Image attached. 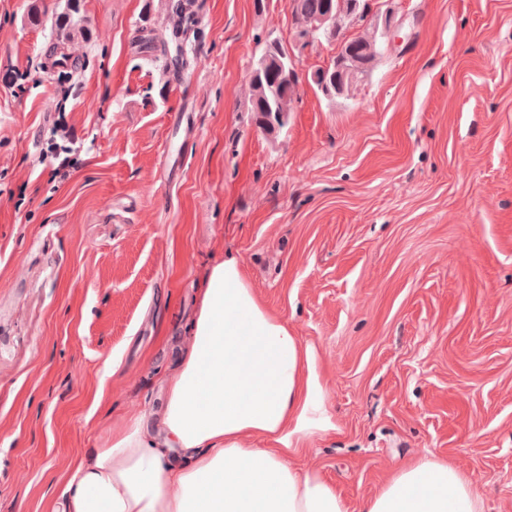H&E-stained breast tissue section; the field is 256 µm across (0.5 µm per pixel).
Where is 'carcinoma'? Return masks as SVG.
Here are the masks:
<instances>
[{"label": "carcinoma", "instance_id": "cac0c4a2", "mask_svg": "<svg viewBox=\"0 0 512 512\" xmlns=\"http://www.w3.org/2000/svg\"><path fill=\"white\" fill-rule=\"evenodd\" d=\"M295 20V38L303 41L310 34L331 42L344 34L352 22L361 19L360 13L368 8L367 0H291ZM382 28L372 24L359 35L340 43L332 63L361 79L380 55L378 37ZM323 69L310 75L314 86L333 100L347 97L356 82L347 81L338 88L322 82ZM298 78L288 50L278 40L265 44L249 74L248 108L256 117L265 120L271 134H278L288 125V112L297 98Z\"/></svg>", "mask_w": 512, "mask_h": 512}]
</instances>
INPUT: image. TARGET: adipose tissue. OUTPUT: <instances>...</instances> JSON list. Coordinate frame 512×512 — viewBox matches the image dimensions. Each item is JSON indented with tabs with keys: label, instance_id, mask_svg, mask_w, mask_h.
Listing matches in <instances>:
<instances>
[{
	"label": "adipose tissue",
	"instance_id": "adipose-tissue-1",
	"mask_svg": "<svg viewBox=\"0 0 512 512\" xmlns=\"http://www.w3.org/2000/svg\"><path fill=\"white\" fill-rule=\"evenodd\" d=\"M189 331L167 383L163 445L139 417L113 428L108 447L73 467L63 512H483L445 461L403 467L354 511L319 471L293 464L332 427L317 353L258 298L236 257L209 267Z\"/></svg>",
	"mask_w": 512,
	"mask_h": 512
}]
</instances>
